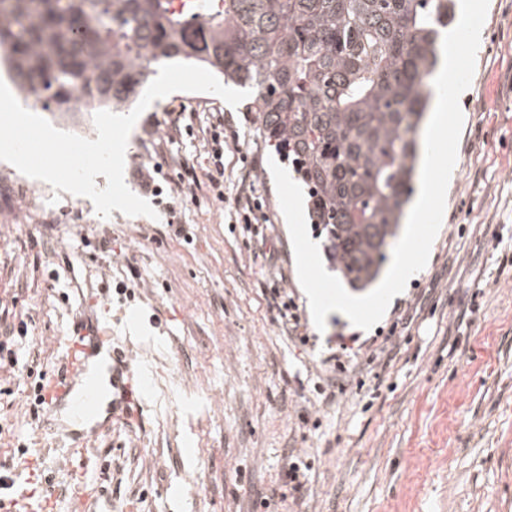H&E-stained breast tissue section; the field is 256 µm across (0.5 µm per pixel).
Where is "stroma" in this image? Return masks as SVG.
I'll return each mask as SVG.
<instances>
[{
  "label": "stroma",
  "mask_w": 512,
  "mask_h": 512,
  "mask_svg": "<svg viewBox=\"0 0 512 512\" xmlns=\"http://www.w3.org/2000/svg\"><path fill=\"white\" fill-rule=\"evenodd\" d=\"M444 217L424 269L379 323L357 330L331 313L311 323L286 219L251 100L230 106L210 93L177 91L155 100L134 125L124 179L141 188L137 164L178 178V159L208 167L189 140H167L173 112H220L240 134L227 178L244 174L239 155L258 157L253 178L271 215L312 345L292 344L262 294L261 259L231 223L233 200L205 184L156 217L113 211L55 193L0 161V331L27 322L18 363L0 369V473L25 485L28 449L50 478L55 512H256V492L282 473L285 452L314 454L295 501L269 512H512V0H489ZM177 217L187 237L167 222ZM97 297L99 329L136 355L148 387L130 423L75 442L68 415L44 430L32 412L38 374L59 371L61 336ZM416 309L410 339L382 373L378 395L348 382L336 406L319 405L316 364L331 336L385 337L397 307ZM308 424H301L300 414ZM68 454L61 464L58 454Z\"/></svg>",
  "instance_id": "35a3bbf8"
}]
</instances>
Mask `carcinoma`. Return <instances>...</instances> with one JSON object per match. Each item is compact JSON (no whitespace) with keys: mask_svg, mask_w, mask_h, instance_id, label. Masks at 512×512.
Listing matches in <instances>:
<instances>
[{"mask_svg":"<svg viewBox=\"0 0 512 512\" xmlns=\"http://www.w3.org/2000/svg\"><path fill=\"white\" fill-rule=\"evenodd\" d=\"M453 0H11L0 52L25 97L121 109L153 66L192 60L255 91L264 138L307 189L352 288L377 279L413 192Z\"/></svg>","mask_w":512,"mask_h":512,"instance_id":"1","label":"carcinoma"}]
</instances>
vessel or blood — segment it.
Wrapping results in <instances>:
<instances>
[{"instance_id":"vessel-or-blood-1","label":"vessel or blood","mask_w":512,"mask_h":512,"mask_svg":"<svg viewBox=\"0 0 512 512\" xmlns=\"http://www.w3.org/2000/svg\"><path fill=\"white\" fill-rule=\"evenodd\" d=\"M63 376L50 380L40 406V424L55 425L61 410L84 423L81 439L96 436L103 421L124 418L132 402L130 378L139 376L129 355L115 350L112 339L85 325H76L64 338Z\"/></svg>"}]
</instances>
